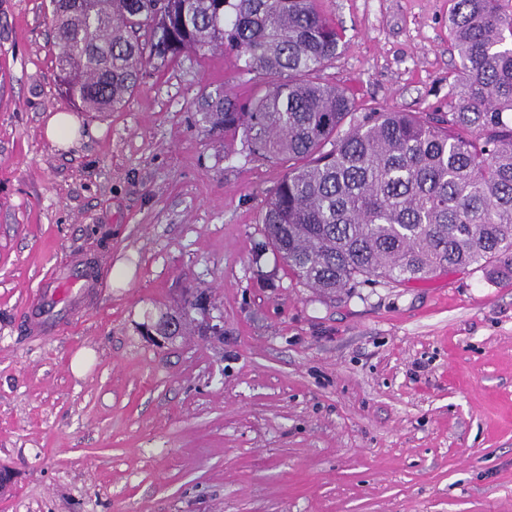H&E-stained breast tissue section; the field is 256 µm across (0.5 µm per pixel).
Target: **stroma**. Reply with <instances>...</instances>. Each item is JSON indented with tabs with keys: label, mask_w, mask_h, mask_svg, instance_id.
<instances>
[{
	"label": "stroma",
	"mask_w": 512,
	"mask_h": 512,
	"mask_svg": "<svg viewBox=\"0 0 512 512\" xmlns=\"http://www.w3.org/2000/svg\"><path fill=\"white\" fill-rule=\"evenodd\" d=\"M318 5L344 30L323 78L358 112L447 111L453 0ZM49 11L0 0V512H512V275L308 288L259 222L281 168L197 122L201 89L249 97L232 59L151 65L85 112ZM57 112L81 121L66 149ZM76 258L102 272L83 322L30 337Z\"/></svg>",
	"instance_id": "obj_1"
}]
</instances>
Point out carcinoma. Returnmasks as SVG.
<instances>
[{"mask_svg": "<svg viewBox=\"0 0 512 512\" xmlns=\"http://www.w3.org/2000/svg\"><path fill=\"white\" fill-rule=\"evenodd\" d=\"M318 0H51L65 100L111 112L154 61L220 50L254 84L194 102L207 132L284 165L261 215L309 288L421 279L442 267L512 271V13L454 0L460 60L448 111L358 116L322 81L342 32Z\"/></svg>", "mask_w": 512, "mask_h": 512, "instance_id": "carcinoma-1", "label": "carcinoma"}]
</instances>
